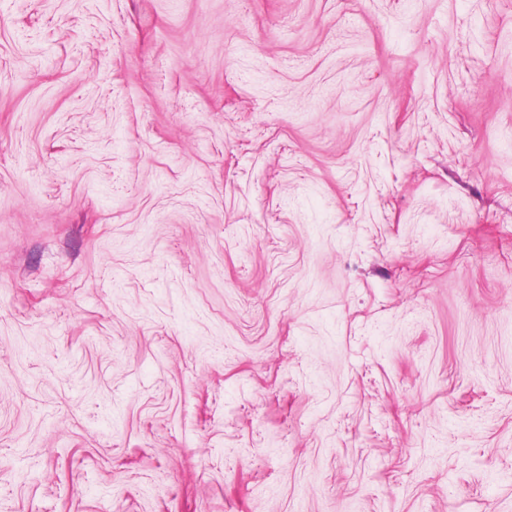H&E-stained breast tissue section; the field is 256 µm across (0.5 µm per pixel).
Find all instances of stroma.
Instances as JSON below:
<instances>
[{"label": "stroma", "mask_w": 512, "mask_h": 512, "mask_svg": "<svg viewBox=\"0 0 512 512\" xmlns=\"http://www.w3.org/2000/svg\"><path fill=\"white\" fill-rule=\"evenodd\" d=\"M0 512H512V0H0Z\"/></svg>", "instance_id": "obj_1"}]
</instances>
